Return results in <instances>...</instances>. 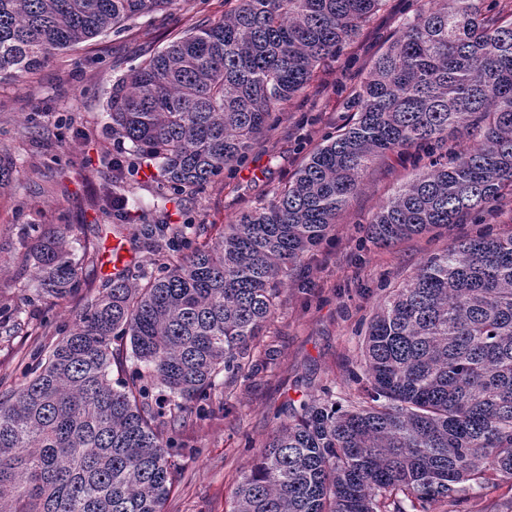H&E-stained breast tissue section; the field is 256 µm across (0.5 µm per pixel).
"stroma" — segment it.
I'll list each match as a JSON object with an SVG mask.
<instances>
[{"label": "stroma", "mask_w": 512, "mask_h": 512, "mask_svg": "<svg viewBox=\"0 0 512 512\" xmlns=\"http://www.w3.org/2000/svg\"><path fill=\"white\" fill-rule=\"evenodd\" d=\"M418 7V0H385L340 58L318 69L305 91L283 106L276 125L241 163L205 189L167 204L172 222L198 225L205 243L242 211L268 202L347 122L350 101L374 59ZM224 10V0H179L171 12L53 56L25 84H0V155L26 171L25 179L0 180V395L21 384L37 353L56 344L83 307L78 296L31 302L22 292L29 225H80L82 236L100 246L94 279L111 272L113 236L102 225L96 201L112 176L113 159L126 157L123 145L103 131L112 83L187 27L223 19ZM32 122L41 136L23 137ZM413 175L409 161L395 155L373 165L365 190L287 279L244 372L219 373L207 400L188 404L169 428L175 469L165 512H227L243 475L284 422L285 408L328 387L342 399L355 395L365 329L385 294L453 238L512 229L508 196L467 223L386 247L375 243L367 234L369 220ZM128 185L137 200L129 209L130 223H152L161 185L145 170L130 175ZM461 497L456 512H512L507 481L465 490Z\"/></svg>", "instance_id": "stroma-1"}]
</instances>
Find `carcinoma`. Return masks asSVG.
I'll use <instances>...</instances> for the list:
<instances>
[{"label":"carcinoma","instance_id":"carcinoma-1","mask_svg":"<svg viewBox=\"0 0 512 512\" xmlns=\"http://www.w3.org/2000/svg\"><path fill=\"white\" fill-rule=\"evenodd\" d=\"M178 0H0V83ZM224 19L175 36L112 83L107 132L155 170L154 224H126L116 166L98 211L168 258L158 273L98 285L94 241L34 224L23 288L85 293L66 334L0 398V512H164V426L243 369L284 278L336 224L390 153L437 151L373 214L387 246L461 224L512 193V11L498 0H423L376 58L354 113L272 200L197 245L167 202L240 162L314 72L338 60L383 0H234ZM138 365L110 378L119 346ZM359 399L299 404L229 512H436L465 487L512 482V231L458 239L391 291L367 325ZM162 400L153 403L154 392Z\"/></svg>","mask_w":512,"mask_h":512}]
</instances>
